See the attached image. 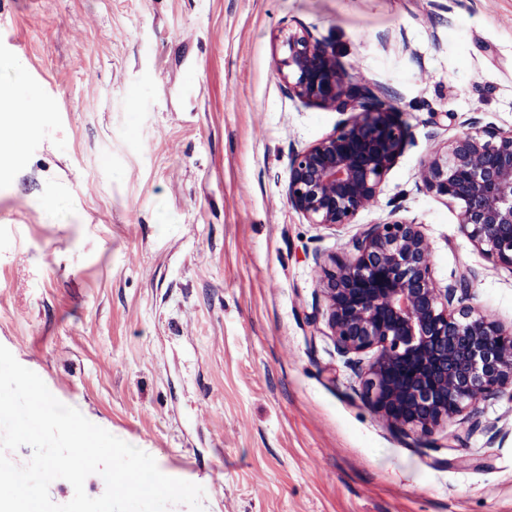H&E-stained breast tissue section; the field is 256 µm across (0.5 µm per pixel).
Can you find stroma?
Segmentation results:
<instances>
[{"instance_id":"35a3bbf8","label":"stroma","mask_w":512,"mask_h":512,"mask_svg":"<svg viewBox=\"0 0 512 512\" xmlns=\"http://www.w3.org/2000/svg\"><path fill=\"white\" fill-rule=\"evenodd\" d=\"M335 48L409 137L374 205L311 224L289 161L347 114L292 98L283 32ZM0 81L31 115L0 163V345L62 403L204 489V512H512V389L395 433L320 313L316 258L391 211L438 286L512 324L494 265L423 161L512 127V0H0Z\"/></svg>"}]
</instances>
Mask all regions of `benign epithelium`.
Masks as SVG:
<instances>
[{"label":"benign epithelium","instance_id":"benign-epithelium-1","mask_svg":"<svg viewBox=\"0 0 512 512\" xmlns=\"http://www.w3.org/2000/svg\"><path fill=\"white\" fill-rule=\"evenodd\" d=\"M277 71L288 94L350 120L290 158L288 201L311 224L343 226L373 205L401 155L408 127L378 87L358 84L336 50L290 32ZM423 189L457 207L458 223L496 265L512 270V127H469L422 164ZM323 313L337 350L358 364L362 397L395 431L427 442L484 398L512 386V327L471 305L459 276L441 288L421 226L390 216L320 266Z\"/></svg>","mask_w":512,"mask_h":512}]
</instances>
